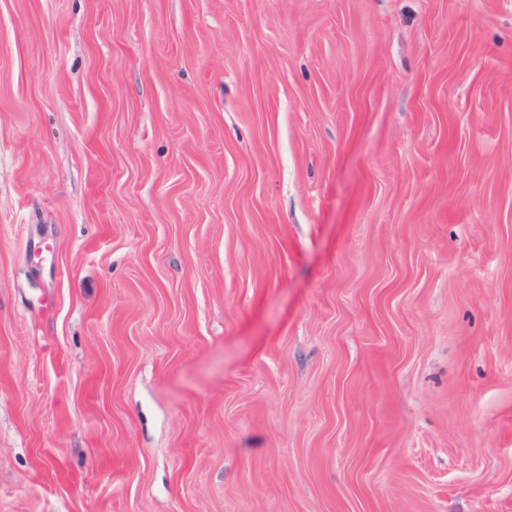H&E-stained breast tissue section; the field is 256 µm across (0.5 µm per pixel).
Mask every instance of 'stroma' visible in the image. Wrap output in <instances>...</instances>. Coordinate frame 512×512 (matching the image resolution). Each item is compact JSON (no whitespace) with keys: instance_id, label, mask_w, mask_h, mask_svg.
Wrapping results in <instances>:
<instances>
[{"instance_id":"stroma-1","label":"stroma","mask_w":512,"mask_h":512,"mask_svg":"<svg viewBox=\"0 0 512 512\" xmlns=\"http://www.w3.org/2000/svg\"><path fill=\"white\" fill-rule=\"evenodd\" d=\"M0 512H512V0H0Z\"/></svg>"}]
</instances>
